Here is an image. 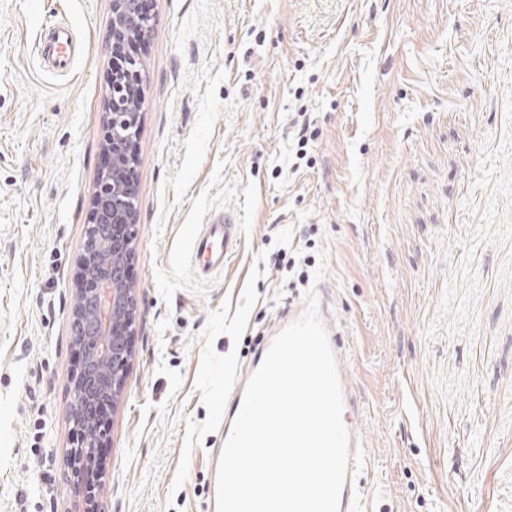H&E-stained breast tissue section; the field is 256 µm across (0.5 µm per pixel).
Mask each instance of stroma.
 Masks as SVG:
<instances>
[{
	"label": "stroma",
	"instance_id": "stroma-1",
	"mask_svg": "<svg viewBox=\"0 0 512 512\" xmlns=\"http://www.w3.org/2000/svg\"><path fill=\"white\" fill-rule=\"evenodd\" d=\"M147 2L101 512H215L224 407L312 285L361 407L367 512H512V0ZM111 18L0 0V512L84 508L71 312ZM57 22L66 77L38 58ZM224 209L240 244L203 281L191 239Z\"/></svg>",
	"mask_w": 512,
	"mask_h": 512
}]
</instances>
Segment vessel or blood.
Listing matches in <instances>:
<instances>
[{
    "mask_svg": "<svg viewBox=\"0 0 512 512\" xmlns=\"http://www.w3.org/2000/svg\"><path fill=\"white\" fill-rule=\"evenodd\" d=\"M43 57L49 71L64 73L72 70L74 49L66 27L53 25L47 29ZM239 240L240 224L235 213L227 210L211 217L192 240V253L200 261L198 274L204 277L223 270L225 261L233 254ZM349 452L339 512H365V501L358 481L364 461L363 444L360 432L355 428L350 431Z\"/></svg>",
    "mask_w": 512,
    "mask_h": 512,
    "instance_id": "b4317fda",
    "label": "vessel or blood"
}]
</instances>
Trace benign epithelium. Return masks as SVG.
I'll use <instances>...</instances> for the list:
<instances>
[{"label": "benign epithelium", "instance_id": "benign-epithelium-1", "mask_svg": "<svg viewBox=\"0 0 512 512\" xmlns=\"http://www.w3.org/2000/svg\"><path fill=\"white\" fill-rule=\"evenodd\" d=\"M140 0H112V39L144 38L150 25ZM140 61L126 60L124 72L112 76V98L105 138L111 158L123 154L128 137L138 134L141 113L127 110L124 78L138 76ZM134 215L130 190L101 173L93 193L79 265L86 288L78 290L73 309L72 335L83 349L82 362L71 375L70 421L78 445L68 462L75 471L97 461L108 422L103 408L115 406L132 360V348L113 327L132 325L136 298L127 288L124 270L134 254Z\"/></svg>", "mask_w": 512, "mask_h": 512}]
</instances>
